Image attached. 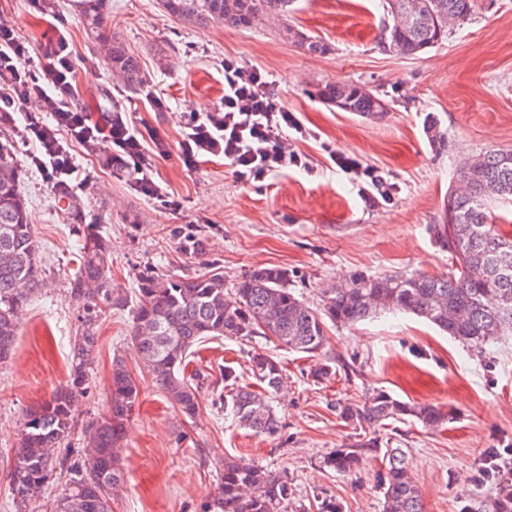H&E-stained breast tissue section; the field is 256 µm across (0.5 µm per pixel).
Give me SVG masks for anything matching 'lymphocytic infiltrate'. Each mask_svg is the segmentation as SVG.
Returning a JSON list of instances; mask_svg holds the SVG:
<instances>
[{"label":"lymphocytic infiltrate","mask_w":512,"mask_h":512,"mask_svg":"<svg viewBox=\"0 0 512 512\" xmlns=\"http://www.w3.org/2000/svg\"><path fill=\"white\" fill-rule=\"evenodd\" d=\"M45 65L30 60L26 43L8 26H0V112H21L26 117L25 138L35 148L36 164L51 178L73 179L77 169L71 160L73 144L103 142L110 157L128 169L136 185L151 195L159 190L150 173L154 154L143 134L122 117L90 122L75 104L78 88L74 64L64 45L45 51ZM50 108L54 126L41 116ZM302 132L295 113L279 104L276 85L260 70L234 59L224 62L222 110L195 115L186 125L182 140L185 161L205 154H223L237 181L262 180L267 175L303 166L301 154L289 150L285 131Z\"/></svg>","instance_id":"obj_1"}]
</instances>
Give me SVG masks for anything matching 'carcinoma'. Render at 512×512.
<instances>
[{"label":"carcinoma","instance_id":"carcinoma-1","mask_svg":"<svg viewBox=\"0 0 512 512\" xmlns=\"http://www.w3.org/2000/svg\"><path fill=\"white\" fill-rule=\"evenodd\" d=\"M292 2L160 0V5L184 25L215 22L238 30L256 28L273 15L288 16ZM72 7L89 29L97 32L103 27L107 0H72ZM384 8L394 23L383 28L379 47L409 57L447 40L450 26L464 24L475 14L476 0H384ZM280 34L309 53L328 50L327 44L288 26ZM101 65L131 92L142 84L137 59L119 42L110 43ZM316 96L365 118L387 111L383 98L356 83L324 84ZM20 178L13 157L0 148V363L15 348L16 311L31 293L46 286ZM457 180L460 188L448 194L445 204L448 220L435 226L438 240L450 254L451 269L446 275L358 274L326 289L322 307L313 308L288 287V270L282 267L254 269L230 289L224 287V274L216 269L208 275L179 279L152 268L140 271L130 335L139 363L180 413L193 419L199 412L200 374L188 376L185 369L194 346L210 338L272 339L285 349L314 357L326 343L328 324L351 326L382 312H399L420 317L466 347L483 352L512 332V237L498 232L490 212L492 203L512 200V150L494 151L463 163L457 169ZM54 191L60 210L71 221L82 223L84 207L67 182L55 183ZM68 297L82 308L72 365L65 384L24 418L10 472L17 512H33L40 506L57 474L67 478L54 500V512H112L114 493L124 482L120 459L125 425L138 405L140 389L123 360L112 364L108 414L85 430L83 457L73 460L70 455L78 425L77 406L88 389L98 352L102 307L126 303L120 289L112 287L111 241L91 224ZM249 363L254 386L240 385L232 367L220 372L224 412L239 426L274 437L281 423L271 395L283 384V365L276 356L257 351ZM339 415L361 429L407 417L428 427L452 419L437 408L409 405L384 390L369 394L362 402L342 403ZM378 447L376 440H362L330 452L323 464L350 473L360 464L358 449ZM383 457L384 512H423L405 451L387 447ZM294 500L287 475L242 458H226L203 512H308L302 503L293 505ZM461 512H512V481L501 478L490 500L467 503Z\"/></svg>","mask_w":512,"mask_h":512}]
</instances>
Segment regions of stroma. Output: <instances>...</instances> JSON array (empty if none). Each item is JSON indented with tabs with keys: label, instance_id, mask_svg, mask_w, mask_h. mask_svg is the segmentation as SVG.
I'll return each instance as SVG.
<instances>
[{
	"label": "stroma",
	"instance_id": "stroma-1",
	"mask_svg": "<svg viewBox=\"0 0 512 512\" xmlns=\"http://www.w3.org/2000/svg\"><path fill=\"white\" fill-rule=\"evenodd\" d=\"M68 0H0V23L30 46L31 57L65 39L76 59L81 107L91 117L118 104L128 122L163 139L151 178L169 204L115 177L103 159L106 144L75 146L79 169L71 183L87 216L102 215L100 229L112 244V283L128 304L105 309L99 353L78 410L79 426L107 414L113 357L130 369L131 309L136 275L146 267L172 278L197 277L220 268L225 286L266 266L286 268L293 288L311 306L323 292L355 273L447 274L450 255L433 231L465 160L512 149V0H478L471 21L453 27L442 44L415 57L377 44L391 18L381 0H294L288 24L328 45L313 55L266 24L252 30L223 25L186 26L166 14L159 0H109L102 36L88 37ZM121 41L140 63L143 82L164 96L157 110L143 92L132 93L100 65L107 39ZM256 67L275 80L279 100L295 112L305 134L289 133L288 145L307 165L237 182L223 157L186 165L180 144L193 112L224 102V61ZM356 82L384 96L389 109L370 120L327 105L317 85ZM437 118L444 148L425 133ZM22 171L21 190L36 232L38 260L48 288L32 295L18 315L14 355L0 364V512H15L9 488L18 433L26 411L48 399L66 380L79 313L67 288L76 268L85 225L59 210L51 181L32 161L24 119L0 128ZM357 159L392 185L380 197L356 173L339 168L334 155ZM200 236L203 254L189 252ZM322 356L336 375L315 380L312 359L263 338H214L196 348L189 371L201 372L200 414L185 419L148 377L140 379L139 405L127 423L126 482L113 512H202L217 484L224 457L244 458L287 473L295 497L333 498L343 512H383L379 475L383 451L365 448L354 472L323 465L324 456L354 443L358 432L338 415L344 401L376 390L414 404L452 412L442 427L409 419L381 426L374 436L407 453L423 512H459L462 501L493 495L480 470L512 469V335L476 353L411 315L384 314L353 326H332ZM276 354L287 377L272 398L282 428L268 438L240 428L224 414V389L213 380L233 367L241 385L252 350Z\"/></svg>",
	"mask_w": 512,
	"mask_h": 512
}]
</instances>
